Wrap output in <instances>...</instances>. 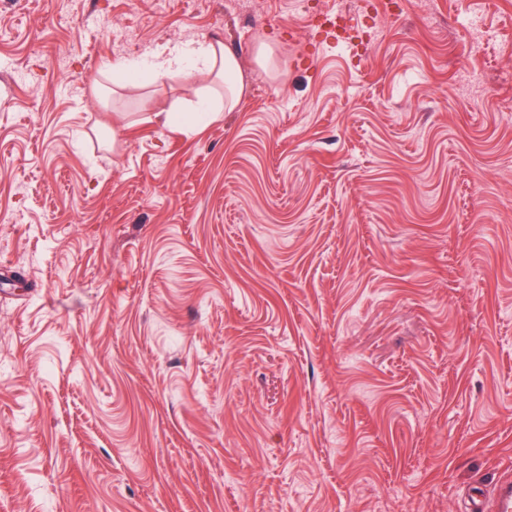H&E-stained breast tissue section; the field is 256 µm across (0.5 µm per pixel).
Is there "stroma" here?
Segmentation results:
<instances>
[{"instance_id":"obj_1","label":"stroma","mask_w":512,"mask_h":512,"mask_svg":"<svg viewBox=\"0 0 512 512\" xmlns=\"http://www.w3.org/2000/svg\"><path fill=\"white\" fill-rule=\"evenodd\" d=\"M318 2L356 50L299 0H0V512H464L512 476V0ZM210 36L217 121L223 83L116 66ZM158 122L172 132L185 135L196 134L200 132L199 124H195L189 116L181 112H154Z\"/></svg>"}]
</instances>
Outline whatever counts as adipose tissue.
<instances>
[{"label": "adipose tissue", "instance_id": "obj_1", "mask_svg": "<svg viewBox=\"0 0 512 512\" xmlns=\"http://www.w3.org/2000/svg\"><path fill=\"white\" fill-rule=\"evenodd\" d=\"M194 65L202 74L215 71L233 72L237 58L222 40L207 39L173 47H163L152 55V70L156 79L163 80L183 73L187 65Z\"/></svg>", "mask_w": 512, "mask_h": 512}]
</instances>
